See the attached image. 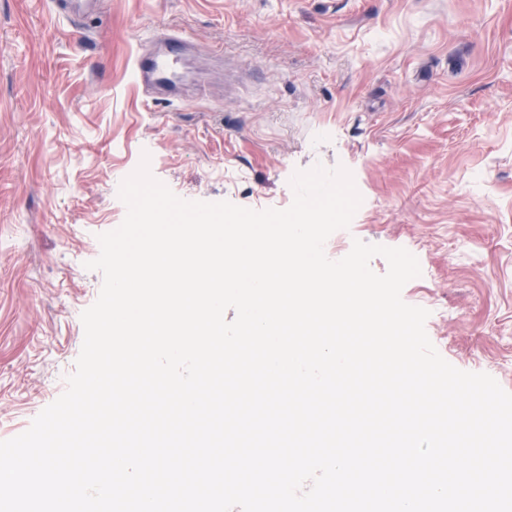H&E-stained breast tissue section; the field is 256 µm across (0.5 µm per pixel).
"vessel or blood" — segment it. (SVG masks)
<instances>
[{"label":"vessel or blood","instance_id":"b4317fda","mask_svg":"<svg viewBox=\"0 0 512 512\" xmlns=\"http://www.w3.org/2000/svg\"><path fill=\"white\" fill-rule=\"evenodd\" d=\"M156 49L139 52L132 67V81L143 94L163 92L168 101L181 102L184 77L181 62L188 44L183 32H155Z\"/></svg>","mask_w":512,"mask_h":512}]
</instances>
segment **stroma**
<instances>
[{
	"label": "stroma",
	"mask_w": 512,
	"mask_h": 512,
	"mask_svg": "<svg viewBox=\"0 0 512 512\" xmlns=\"http://www.w3.org/2000/svg\"><path fill=\"white\" fill-rule=\"evenodd\" d=\"M161 24L193 38L177 105L130 80ZM145 155L178 197L253 210L345 167L362 205L326 256L407 249L439 354L512 392V0H103L76 26L0 0V441L66 390Z\"/></svg>",
	"instance_id": "35a3bbf8"
}]
</instances>
